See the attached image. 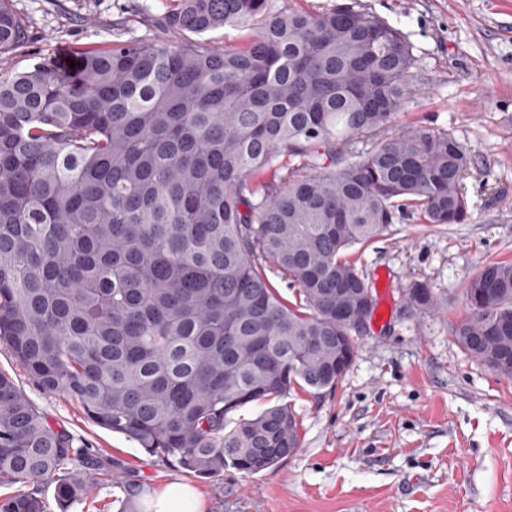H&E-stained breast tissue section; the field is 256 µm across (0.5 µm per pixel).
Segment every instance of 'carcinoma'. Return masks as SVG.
Masks as SVG:
<instances>
[{"label": "carcinoma", "mask_w": 512, "mask_h": 512, "mask_svg": "<svg viewBox=\"0 0 512 512\" xmlns=\"http://www.w3.org/2000/svg\"><path fill=\"white\" fill-rule=\"evenodd\" d=\"M161 24L248 34L222 49L83 48L74 77L0 74V347L42 390L188 475H255L299 447L291 389L336 387L359 335L348 318L374 314L348 250L386 235L397 211L465 223L467 154L446 131L393 128L414 56L369 12L178 0ZM31 36L0 0V55ZM464 293L455 342L512 378V260ZM406 298L422 313L441 304L424 283ZM104 465L0 373V487H17L0 512H47L46 481L68 512Z\"/></svg>", "instance_id": "1"}]
</instances>
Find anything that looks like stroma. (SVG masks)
<instances>
[{"instance_id":"35a3bbf8","label":"stroma","mask_w":512,"mask_h":512,"mask_svg":"<svg viewBox=\"0 0 512 512\" xmlns=\"http://www.w3.org/2000/svg\"><path fill=\"white\" fill-rule=\"evenodd\" d=\"M307 9L348 6L397 28L416 58L415 94L401 125L448 131L466 149L469 219L430 227L413 219L359 254L374 291L391 303L368 320L336 388L288 397L301 444L253 476L225 468L194 484L205 512H512V379L475 361L452 328L468 312L467 278L512 260V0H280ZM176 0H13L33 27L0 73L35 64L68 69L80 47L165 40L159 20ZM421 282L445 297L424 315L405 291ZM0 371L75 446L110 460L93 493L69 512H128L132 496L183 479L124 435L93 424L74 400L43 392L0 348Z\"/></svg>"}]
</instances>
